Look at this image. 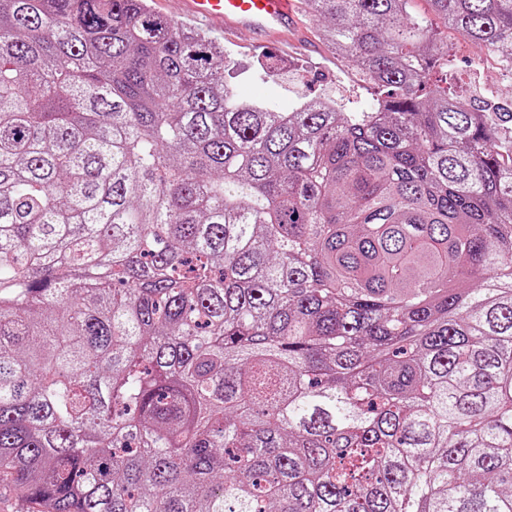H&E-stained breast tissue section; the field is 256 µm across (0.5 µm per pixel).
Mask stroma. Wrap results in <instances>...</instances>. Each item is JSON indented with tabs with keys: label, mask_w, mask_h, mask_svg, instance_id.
<instances>
[{
	"label": "stroma",
	"mask_w": 512,
	"mask_h": 512,
	"mask_svg": "<svg viewBox=\"0 0 512 512\" xmlns=\"http://www.w3.org/2000/svg\"><path fill=\"white\" fill-rule=\"evenodd\" d=\"M297 20L298 31L284 50L255 51L247 32L225 42V83L248 99L272 101L284 109L323 96L336 101L345 112L370 111L373 95L369 84L322 39L306 6H299ZM448 58V76L459 95L469 99L493 96L512 110V71L494 51L476 50L452 31L448 34Z\"/></svg>",
	"instance_id": "obj_1"
}]
</instances>
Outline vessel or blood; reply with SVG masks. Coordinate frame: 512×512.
I'll return each mask as SVG.
<instances>
[{"instance_id": "1", "label": "vessel or blood", "mask_w": 512, "mask_h": 512, "mask_svg": "<svg viewBox=\"0 0 512 512\" xmlns=\"http://www.w3.org/2000/svg\"><path fill=\"white\" fill-rule=\"evenodd\" d=\"M185 16L216 21L225 36L251 32L265 46L288 38L295 25L292 0H177Z\"/></svg>"}]
</instances>
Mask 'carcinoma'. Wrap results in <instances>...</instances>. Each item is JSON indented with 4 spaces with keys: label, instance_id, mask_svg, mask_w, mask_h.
Here are the masks:
<instances>
[{
    "label": "carcinoma",
    "instance_id": "1",
    "mask_svg": "<svg viewBox=\"0 0 512 512\" xmlns=\"http://www.w3.org/2000/svg\"><path fill=\"white\" fill-rule=\"evenodd\" d=\"M305 0L371 112L148 0H0L11 512H512V0ZM448 78L455 84L458 95L469 100L479 96H494L512 110V72L492 50L474 49L454 30H448Z\"/></svg>",
    "mask_w": 512,
    "mask_h": 512
}]
</instances>
